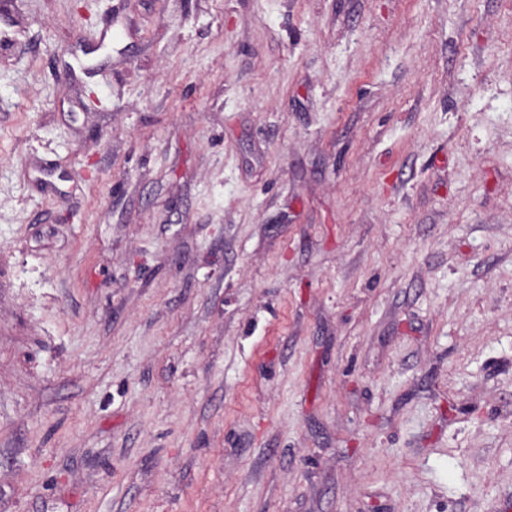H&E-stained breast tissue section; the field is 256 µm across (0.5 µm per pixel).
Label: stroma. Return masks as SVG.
<instances>
[{"mask_svg":"<svg viewBox=\"0 0 512 512\" xmlns=\"http://www.w3.org/2000/svg\"><path fill=\"white\" fill-rule=\"evenodd\" d=\"M0 512H512V0H11Z\"/></svg>","mask_w":512,"mask_h":512,"instance_id":"stroma-1","label":"stroma"}]
</instances>
